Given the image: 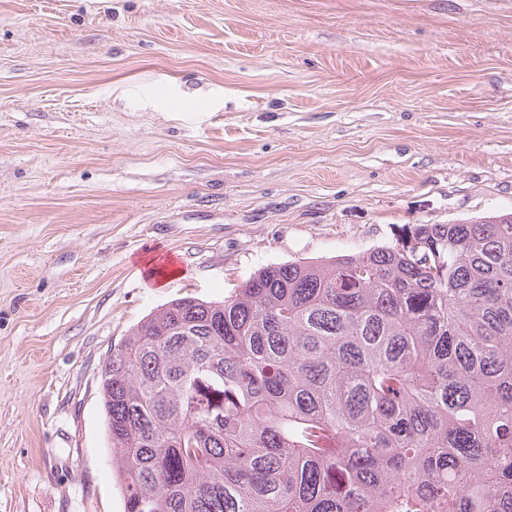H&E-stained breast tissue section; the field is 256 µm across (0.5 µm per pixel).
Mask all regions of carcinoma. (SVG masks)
Returning <instances> with one entry per match:
<instances>
[{
  "mask_svg": "<svg viewBox=\"0 0 512 512\" xmlns=\"http://www.w3.org/2000/svg\"><path fill=\"white\" fill-rule=\"evenodd\" d=\"M100 393L124 512H512V213L171 301Z\"/></svg>",
  "mask_w": 512,
  "mask_h": 512,
  "instance_id": "cac0c4a2",
  "label": "carcinoma"
}]
</instances>
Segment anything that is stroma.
<instances>
[{
  "instance_id": "1",
  "label": "stroma",
  "mask_w": 512,
  "mask_h": 512,
  "mask_svg": "<svg viewBox=\"0 0 512 512\" xmlns=\"http://www.w3.org/2000/svg\"><path fill=\"white\" fill-rule=\"evenodd\" d=\"M511 211L512 0H0V512H123L100 370L167 302Z\"/></svg>"
}]
</instances>
